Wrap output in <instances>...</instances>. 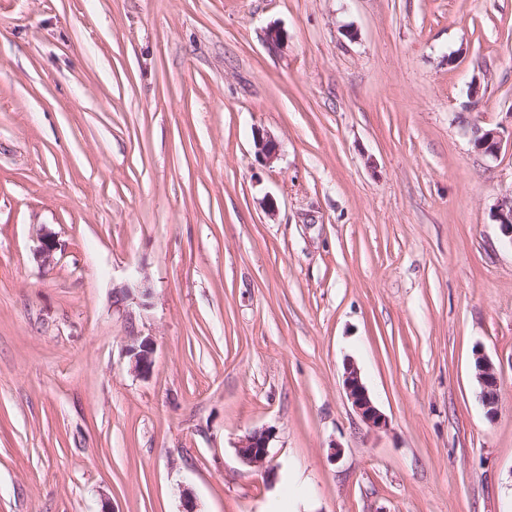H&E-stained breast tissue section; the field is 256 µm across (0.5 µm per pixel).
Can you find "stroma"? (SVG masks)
<instances>
[{"mask_svg":"<svg viewBox=\"0 0 512 512\" xmlns=\"http://www.w3.org/2000/svg\"><path fill=\"white\" fill-rule=\"evenodd\" d=\"M511 195L512 0H0V512H512ZM473 133L476 148L491 156H495L500 152L503 137L499 131L475 127ZM154 344L150 337L141 338L134 335L126 347V354L130 358L132 370L138 375L146 376L153 369ZM477 368V379L482 387L485 405L489 408V415H493L499 400V378L493 365L483 356L477 358ZM343 387L353 409L370 430L379 432L387 429L389 420L371 399L354 363H348L345 367ZM273 430H256L246 435L237 446V452L243 463L249 466H261L269 456Z\"/></svg>","mask_w":512,"mask_h":512,"instance_id":"obj_1","label":"stroma"}]
</instances>
